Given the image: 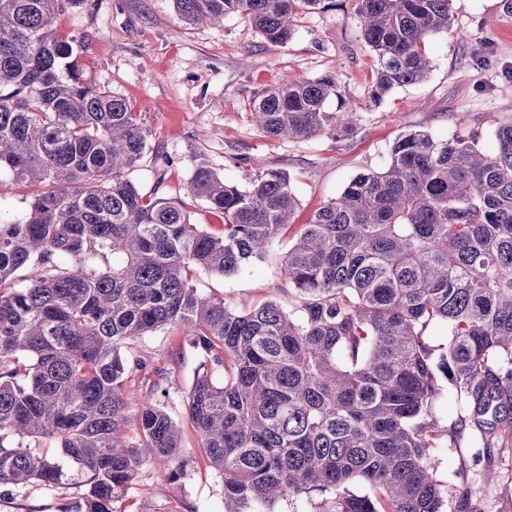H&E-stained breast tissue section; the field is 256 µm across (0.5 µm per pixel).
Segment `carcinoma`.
<instances>
[{
  "label": "carcinoma",
  "instance_id": "obj_1",
  "mask_svg": "<svg viewBox=\"0 0 512 512\" xmlns=\"http://www.w3.org/2000/svg\"><path fill=\"white\" fill-rule=\"evenodd\" d=\"M80 2L0 0V175L39 188L24 219L0 222V486L58 480L61 464L35 450L45 439L88 476L81 512H112L151 456L184 478L171 369L130 351L176 327L204 355L185 410L224 512L311 492L324 495L315 512H443L431 449L465 431L487 449L512 429V125L491 151L475 133L401 135L385 169L357 173L299 229L282 261L293 307L240 312L195 280L238 272L288 232L290 177L230 184L195 155L190 196L223 215L220 235L184 199L132 182L152 133L126 98L84 80L83 41L57 26ZM324 2L175 5L187 26L236 15L283 44ZM353 2L378 57L371 102L422 81L425 41L449 30L454 0ZM334 95L329 77L286 81L252 116L278 139L351 132L356 113L325 109ZM432 323L447 346L429 343ZM444 383L466 404L448 427L433 413Z\"/></svg>",
  "mask_w": 512,
  "mask_h": 512
}]
</instances>
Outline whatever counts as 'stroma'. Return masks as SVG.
Instances as JSON below:
<instances>
[{"label":"stroma","instance_id":"obj_1","mask_svg":"<svg viewBox=\"0 0 512 512\" xmlns=\"http://www.w3.org/2000/svg\"><path fill=\"white\" fill-rule=\"evenodd\" d=\"M59 24L83 39L80 64L89 84L124 96L141 112L154 154L132 178L144 191L156 188L165 196H187L192 157L202 153L231 184H243L250 172H287L301 202L295 221L304 224L356 173L384 168L402 133L422 130L440 140L475 134L490 150L496 126L512 124V9L505 0H455L449 31L426 40L432 60L426 79L394 89L377 104L368 98L377 57L347 0L300 13L282 45L268 43L238 16L220 25H184L174 0H85ZM324 76L338 91L327 111L357 114L352 134L325 131L281 141L256 127L250 102L263 89ZM290 245L280 237L238 273L203 274L196 285L239 311L268 301L287 304L282 260ZM134 348L157 366L172 367L167 408L185 420L200 352L175 329L143 337ZM184 452L193 459L186 478L170 482V464L148 461L113 512H224L222 480L190 428ZM433 460L438 479L454 491L444 512H512V431L486 456L467 439L445 440ZM490 462L498 479L487 486L482 473ZM88 488L86 474L67 462L58 483L0 487V512H76Z\"/></svg>","mask_w":512,"mask_h":512}]
</instances>
